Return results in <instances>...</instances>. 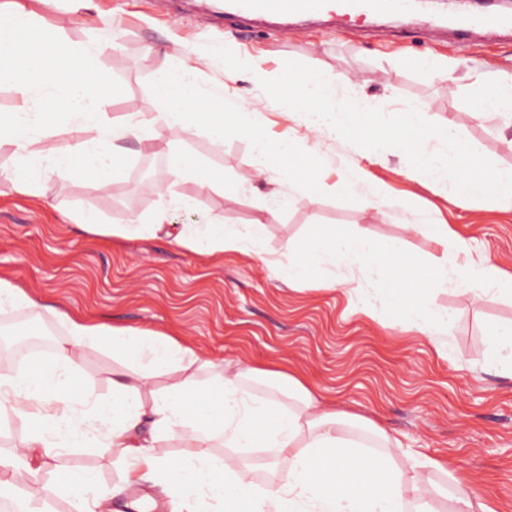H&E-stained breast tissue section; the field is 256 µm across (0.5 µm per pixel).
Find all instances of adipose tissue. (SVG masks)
Wrapping results in <instances>:
<instances>
[{
    "label": "adipose tissue",
    "instance_id": "1",
    "mask_svg": "<svg viewBox=\"0 0 512 512\" xmlns=\"http://www.w3.org/2000/svg\"><path fill=\"white\" fill-rule=\"evenodd\" d=\"M33 21L22 6L0 7V75L26 101L19 110L0 114V143L14 147V167L6 176L19 193L37 194L49 177L75 172L108 189L127 161L119 140L133 136L147 144L173 127L202 132L217 144L242 137L251 146L255 176L319 193L321 157L315 146L287 137L270 139L255 113L223 84L202 88L197 68L188 62L156 75V84L166 94L152 119L132 112L122 123L108 121L104 108L118 89L89 64L98 52L97 43L83 46L81 65L59 38L49 39L45 53H23L11 36L29 31ZM266 83L278 105L295 114L314 136L350 137L368 158L409 151L410 174L435 184L448 198L491 200L512 209V166L477 171L475 161L458 145L456 128L429 125L422 106L376 116L366 95L341 96L349 80L330 71L320 72L312 83L299 71ZM468 91L477 113L512 112V79L491 89L478 77ZM359 116L376 117L369 134L354 126ZM53 137L71 138L74 145L57 150L48 144ZM167 175L166 183L157 187L159 202L149 222L107 224L96 209L86 208L77 216L78 225L104 235L162 232L172 245L199 256L246 251L262 237L265 224L260 217L242 225L217 220L172 224V211L192 208L193 201L171 196L170 185L204 179L220 191L224 178L185 149L170 154ZM58 319L66 340L51 359L38 369L0 376V414L31 425L20 455H0V490L14 486L21 474L38 476L66 449L112 446L129 461L125 485L138 483L146 474L159 476L170 512H225L239 499L247 501L250 512H403L408 494L420 501L417 512H427L422 503L428 490L396 464L388 449L392 437L383 438L386 451L367 450L346 434L350 415L317 398L297 378L288 380L292 404L287 407L247 391L244 370L223 369L208 385H200L196 373L206 367V360L173 337L90 324L64 313ZM101 344L138 367L134 381L113 384L108 398L85 386L79 373L81 351ZM159 374L168 375L169 383L155 391L150 381ZM170 438L182 440L183 456L155 453L156 443ZM216 438L228 448L275 449L287 465L277 488L260 489L228 474L222 459L209 450ZM44 492L72 499L76 512H100L110 495L94 472L68 469L59 470Z\"/></svg>",
    "mask_w": 512,
    "mask_h": 512
}]
</instances>
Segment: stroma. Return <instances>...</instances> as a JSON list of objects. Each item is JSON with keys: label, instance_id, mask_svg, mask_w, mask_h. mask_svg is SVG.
I'll return each instance as SVG.
<instances>
[{"label": "stroma", "instance_id": "obj_1", "mask_svg": "<svg viewBox=\"0 0 512 512\" xmlns=\"http://www.w3.org/2000/svg\"><path fill=\"white\" fill-rule=\"evenodd\" d=\"M216 0H94L95 14L76 10L74 0H24L38 26L58 30L73 49L99 39L94 66L122 88L106 109L108 119L122 122L126 113L151 119L156 111L155 73L186 60L198 69L208 88L222 83L224 72L210 63L220 44L238 58L261 60L263 69L279 75L288 68H321L348 77L376 104L378 112L422 102L435 127L454 124L460 147L478 160L512 165V116L476 115L468 95L474 75L489 85L512 78V41L471 38L457 42L437 33L413 43L415 21L398 16L371 23L358 16L339 35L320 20L289 24L270 36L246 34L224 26ZM436 57L453 66L440 79L420 66ZM236 96L256 113L275 138H300L304 128L283 111L251 74L234 83ZM127 163L109 191L76 176L50 178L38 195L18 193L0 178V279L36 297L41 306L0 317V329L24 325L27 336L51 328L47 348L31 358L46 359L65 338L56 312L115 328L166 334L209 360L199 372L208 382L214 370L229 366L256 369L246 382L256 396L287 402L285 375L299 378L338 410L365 418L348 426L349 436L370 448L381 428L400 444L395 461L431 490L434 512H454L455 481L469 482L491 512H512V377L485 371L482 360L492 331L512 323V299L473 300L456 286L436 293L435 309L453 315L443 335L447 355L416 329L386 315L355 311L336 268L338 287H302L288 283L287 261L298 241L316 224L363 230L379 241L400 239L406 251L434 262L442 248L413 224L432 217L446 224L453 238L465 240L472 256H490L512 273V211L493 202L449 201L437 186L409 174L411 159L393 152L384 160L359 158L351 141L320 138L322 189L310 195L287 189V206L268 219L263 239L250 253L199 257L174 247L164 235L123 238L86 232L76 215L96 209L104 222L126 224L148 218L158 205L156 186L167 177V155L183 146L224 174V191L203 181L174 186L177 195L194 199L192 209L176 212L175 224L220 220L248 224L259 215L271 185L254 178L249 143L242 138L212 144L202 134L163 131L153 151L136 139L121 140ZM360 162L370 180L383 188L394 207L381 216L360 196L339 189L342 171ZM86 381L98 394L112 393L113 381L131 379L134 368L112 356L107 347H88L79 360ZM228 473L260 487L277 483L284 471L275 451L243 455L215 446ZM447 461L439 471L427 459ZM94 470L100 483H120L128 462L118 449L73 450L52 460L38 480L21 479L0 494L19 512H75L70 501H46L38 490L58 468Z\"/></svg>", "mask_w": 512, "mask_h": 512}]
</instances>
